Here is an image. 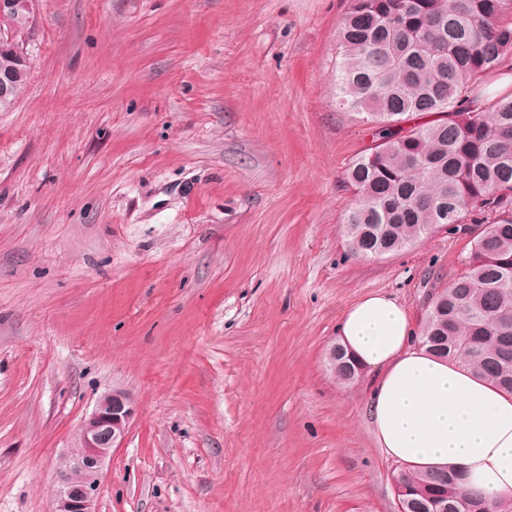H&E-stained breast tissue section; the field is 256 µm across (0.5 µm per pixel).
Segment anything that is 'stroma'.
<instances>
[{"label":"stroma","instance_id":"35a3bbf8","mask_svg":"<svg viewBox=\"0 0 512 512\" xmlns=\"http://www.w3.org/2000/svg\"><path fill=\"white\" fill-rule=\"evenodd\" d=\"M350 0H42L0 112V512H49L82 421L136 413L97 512H397L373 374L327 362L351 305L421 325L442 230L350 251L369 126L336 99Z\"/></svg>","mask_w":512,"mask_h":512}]
</instances>
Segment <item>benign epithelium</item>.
<instances>
[{
    "label": "benign epithelium",
    "mask_w": 512,
    "mask_h": 512,
    "mask_svg": "<svg viewBox=\"0 0 512 512\" xmlns=\"http://www.w3.org/2000/svg\"><path fill=\"white\" fill-rule=\"evenodd\" d=\"M19 0H0V35L5 25L19 17ZM134 415V405L121 391L104 394L80 426L79 443L59 461L57 489L51 512H97L98 480L112 449L125 439Z\"/></svg>",
    "instance_id": "obj_1"
}]
</instances>
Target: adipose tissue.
Masks as SVG:
<instances>
[{"mask_svg": "<svg viewBox=\"0 0 512 512\" xmlns=\"http://www.w3.org/2000/svg\"><path fill=\"white\" fill-rule=\"evenodd\" d=\"M338 336L378 373L367 412L389 457L412 470L459 468L471 489L512 498V395L416 344L406 307L388 295L348 308Z\"/></svg>", "mask_w": 512, "mask_h": 512, "instance_id": "1", "label": "adipose tissue"}]
</instances>
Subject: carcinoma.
I'll return each instance as SVG.
<instances>
[{
  "mask_svg": "<svg viewBox=\"0 0 512 512\" xmlns=\"http://www.w3.org/2000/svg\"><path fill=\"white\" fill-rule=\"evenodd\" d=\"M512 0H351L341 21L336 95L372 125L377 144L347 169L345 218L362 258L398 251L440 227L487 224L467 271L435 293L417 341L512 394V93L464 95L512 55ZM29 28L0 38V75L16 74L0 112L30 76L17 49ZM337 377L356 369L336 347ZM410 512H512L467 486L458 469L404 470L395 478Z\"/></svg>",
  "mask_w": 512,
  "mask_h": 512,
  "instance_id": "carcinoma-1",
  "label": "carcinoma"
}]
</instances>
